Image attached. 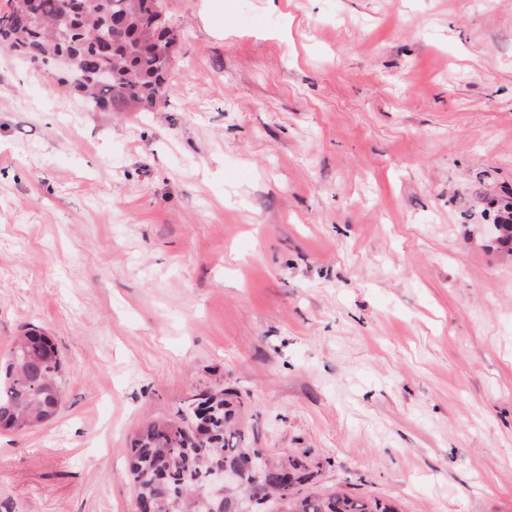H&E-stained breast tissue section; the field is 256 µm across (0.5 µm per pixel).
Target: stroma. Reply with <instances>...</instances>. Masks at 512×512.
Returning a JSON list of instances; mask_svg holds the SVG:
<instances>
[{"label": "stroma", "instance_id": "35a3bbf8", "mask_svg": "<svg viewBox=\"0 0 512 512\" xmlns=\"http://www.w3.org/2000/svg\"><path fill=\"white\" fill-rule=\"evenodd\" d=\"M152 112L0 50V512H134L144 423L232 389L255 447L400 512H512V0H166ZM61 362L49 336H19L0 370V429L24 431L53 419L61 406Z\"/></svg>", "mask_w": 512, "mask_h": 512}]
</instances>
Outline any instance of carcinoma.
<instances>
[{
    "label": "carcinoma",
    "instance_id": "1",
    "mask_svg": "<svg viewBox=\"0 0 512 512\" xmlns=\"http://www.w3.org/2000/svg\"><path fill=\"white\" fill-rule=\"evenodd\" d=\"M35 22L16 21L13 0L0 6V49L33 66L57 55L68 68L61 88L101 112H151L166 100L181 37L164 0H31ZM126 28L116 32L112 17ZM61 362L50 337L37 329L19 336L0 370V429L24 431L53 419L61 406ZM242 402L234 391L202 393L190 403L188 418L147 422L130 451L135 495L155 512H198L194 494L208 485L212 469L233 464L252 450L247 428L239 425ZM265 479L292 488L289 496L257 501L252 512H395L372 496L342 489L301 493L313 480L307 463L275 458ZM244 492L213 497L218 512H240L233 504Z\"/></svg>",
    "mask_w": 512,
    "mask_h": 512
}]
</instances>
